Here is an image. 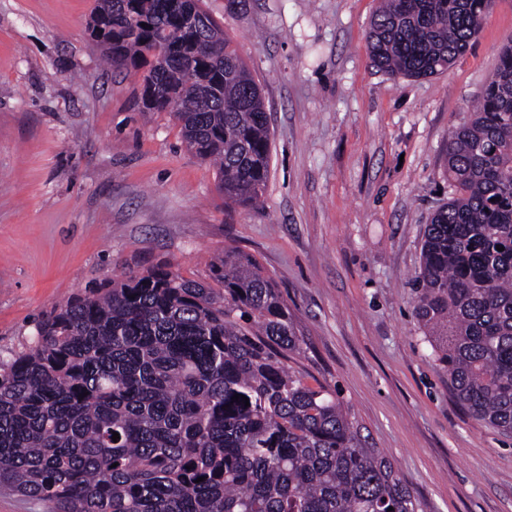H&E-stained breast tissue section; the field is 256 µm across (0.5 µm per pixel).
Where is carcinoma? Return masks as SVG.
<instances>
[{
    "instance_id": "cac0c4a2",
    "label": "carcinoma",
    "mask_w": 512,
    "mask_h": 512,
    "mask_svg": "<svg viewBox=\"0 0 512 512\" xmlns=\"http://www.w3.org/2000/svg\"><path fill=\"white\" fill-rule=\"evenodd\" d=\"M494 2L384 0L371 61L441 74ZM88 29L112 66L143 72L145 108L173 113L224 203L259 202L264 101L201 0H96ZM446 166L455 190L426 225L414 316L457 400L512 436V44ZM304 344L273 279L235 248L207 281L158 263L88 287L0 360V488L48 512H418L337 390L288 366Z\"/></svg>"
}]
</instances>
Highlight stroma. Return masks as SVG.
<instances>
[{"instance_id":"35a3bbf8","label":"stroma","mask_w":512,"mask_h":512,"mask_svg":"<svg viewBox=\"0 0 512 512\" xmlns=\"http://www.w3.org/2000/svg\"><path fill=\"white\" fill-rule=\"evenodd\" d=\"M94 5L0 0V359L91 284L163 261L205 279L234 247L295 314L292 367L336 388L419 512H512V438L457 402L413 315L425 227L453 194L448 139L512 41V0L420 79L373 66L380 0H204L264 99L259 208L225 206L175 117L144 111L140 74L88 31Z\"/></svg>"}]
</instances>
